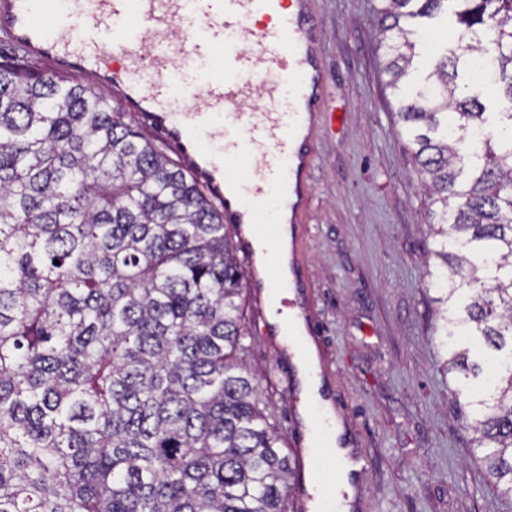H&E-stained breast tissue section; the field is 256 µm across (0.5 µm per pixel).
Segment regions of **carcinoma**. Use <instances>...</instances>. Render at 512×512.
I'll list each match as a JSON object with an SVG mask.
<instances>
[{
	"mask_svg": "<svg viewBox=\"0 0 512 512\" xmlns=\"http://www.w3.org/2000/svg\"><path fill=\"white\" fill-rule=\"evenodd\" d=\"M451 4L421 80L406 22ZM443 371L512 500V0H380ZM224 214L90 83L0 65V512H288Z\"/></svg>",
	"mask_w": 512,
	"mask_h": 512,
	"instance_id": "obj_1",
	"label": "carcinoma"
}]
</instances>
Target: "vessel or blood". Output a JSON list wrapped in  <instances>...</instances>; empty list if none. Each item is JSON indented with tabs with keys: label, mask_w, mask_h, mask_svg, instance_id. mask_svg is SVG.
Wrapping results in <instances>:
<instances>
[{
	"label": "vessel or blood",
	"mask_w": 512,
	"mask_h": 512,
	"mask_svg": "<svg viewBox=\"0 0 512 512\" xmlns=\"http://www.w3.org/2000/svg\"><path fill=\"white\" fill-rule=\"evenodd\" d=\"M184 34V52L201 65L198 82L184 81L172 63L171 30ZM0 32L31 59L63 76L112 88L128 109L190 161L194 177L224 208L228 224H250L273 239L276 213L292 205L290 186L302 162L294 141L321 111L324 78L321 26L291 0H0ZM248 36L252 50L238 48ZM111 45L114 62L99 53ZM266 52L275 82L257 79ZM262 94V112L240 113L233 133L224 106ZM202 95L204 109L184 112L175 99ZM257 163L258 182L230 191L226 159Z\"/></svg>",
	"instance_id": "vessel-or-blood-1"
}]
</instances>
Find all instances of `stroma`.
<instances>
[{
	"mask_svg": "<svg viewBox=\"0 0 512 512\" xmlns=\"http://www.w3.org/2000/svg\"><path fill=\"white\" fill-rule=\"evenodd\" d=\"M378 0H307L322 27L323 112L309 139L292 252L324 337L320 372L367 461L357 512H512L468 442L423 266L428 202L397 132ZM244 292L243 362L289 448L303 447L292 364Z\"/></svg>",
	"mask_w": 512,
	"mask_h": 512,
	"instance_id": "stroma-1",
	"label": "stroma"
}]
</instances>
